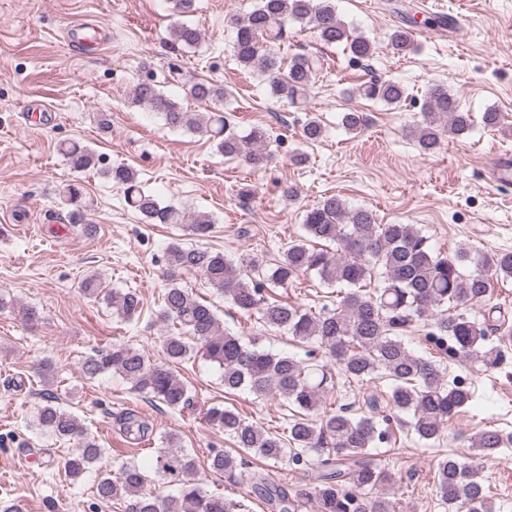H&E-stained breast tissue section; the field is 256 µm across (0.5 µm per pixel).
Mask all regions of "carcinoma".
<instances>
[{"mask_svg": "<svg viewBox=\"0 0 512 512\" xmlns=\"http://www.w3.org/2000/svg\"><path fill=\"white\" fill-rule=\"evenodd\" d=\"M292 23L311 27L325 45H345L356 60L372 56V43L350 32L337 12L336 0H256L253 10L234 22L233 55L241 66L263 73L279 100L303 101L322 70L319 58L298 54L288 72H280L273 49L287 41ZM171 38L191 47L199 43L201 33L181 23L172 28ZM389 41L398 54L414 47L403 26L393 30ZM190 93L200 101L225 96L223 87L207 82L194 84ZM361 95L388 105L407 98L402 84L381 78L362 86ZM133 103L148 105L172 128L208 136L219 153L252 169L269 161L264 150L268 134L261 127L241 137L224 113L192 112L153 83L139 84ZM341 124L358 133L366 116L345 112ZM472 126L471 115L460 111L448 88L436 84L426 92L422 121L412 134L420 149L430 153L444 138L461 137ZM60 151L75 170L99 163L95 153L78 142L61 144ZM107 174L142 220L186 224L201 237L211 231L209 215L190 218L179 208L161 204L132 168L113 167ZM59 196L70 223H84L83 189L70 183ZM303 228L305 235L289 242L280 259L267 266L247 256L235 260L220 251L171 244L166 252V288L156 314L160 323L174 327L163 342L167 361L153 363L139 348L114 343L86 356L81 371L88 378L113 371L139 396L181 411L193 404V398L175 367L200 351L222 370L224 392L246 390L261 400L278 399L290 412L283 430L272 432L223 405L207 409L206 422L233 441V447L215 449L209 456L211 471L223 476L225 483H250L271 512H301L305 507L312 512H401L399 502L374 495L392 477L373 463L371 450L393 439L375 415L383 407L408 415V432L434 445L442 439L444 425L475 398L471 386L446 378L442 359L408 349L404 333L424 321L429 331L423 340L437 354L464 357L484 372L499 368L512 350V325L502 314L479 318L471 309L487 296L490 277L512 279V251L479 253L461 245L444 254L413 225L378 224L371 210L351 207L336 195L323 197L308 210ZM188 271L200 274L217 294L263 329L282 331L307 344L305 358L267 350L256 335L224 331L213 309L181 284ZM311 273L321 284L336 288L332 306L316 309L270 297L274 289H286L298 275ZM105 300L127 323L143 307L138 293L130 289L112 291ZM381 379L388 382L383 401L373 395L363 398L370 414L357 415L350 404L333 408L335 388L361 387ZM36 421L40 431L74 444L75 453L65 462L69 477L81 478L105 456L84 423L61 407L56 397L47 396L37 406ZM125 424L127 433L137 439L152 430L133 412L125 414ZM511 447L512 434L485 428L471 437L473 454L468 460L447 456L437 462L434 481L448 512H496L481 461ZM253 455L272 467L288 460L302 465L308 491L292 495L267 474L248 471V458ZM195 468L194 458L170 434L151 456L150 470L127 461L113 472L106 470L95 495L101 501L127 500L128 512H245L244 501L206 491L195 477ZM154 482L158 488L146 491L147 484ZM171 486L177 494H162Z\"/></svg>", "mask_w": 512, "mask_h": 512, "instance_id": "1", "label": "carcinoma"}]
</instances>
